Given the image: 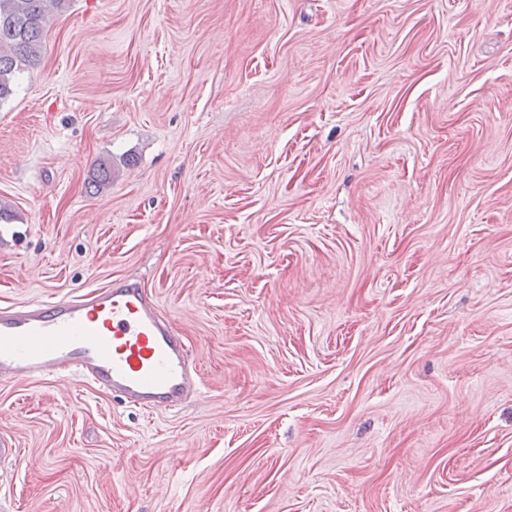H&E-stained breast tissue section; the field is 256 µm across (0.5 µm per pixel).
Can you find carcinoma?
<instances>
[{
	"label": "carcinoma",
	"instance_id": "cac0c4a2",
	"mask_svg": "<svg viewBox=\"0 0 512 512\" xmlns=\"http://www.w3.org/2000/svg\"><path fill=\"white\" fill-rule=\"evenodd\" d=\"M70 0H0V103L13 94L18 74L36 65L43 50L48 18L68 8ZM112 181V163L97 164L92 184Z\"/></svg>",
	"mask_w": 512,
	"mask_h": 512
}]
</instances>
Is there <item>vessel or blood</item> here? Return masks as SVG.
<instances>
[{
	"mask_svg": "<svg viewBox=\"0 0 512 512\" xmlns=\"http://www.w3.org/2000/svg\"><path fill=\"white\" fill-rule=\"evenodd\" d=\"M81 377L151 411L198 382L182 336L140 285L0 309V378Z\"/></svg>",
	"mask_w": 512,
	"mask_h": 512,
	"instance_id": "b4317fda",
	"label": "vessel or blood"
}]
</instances>
